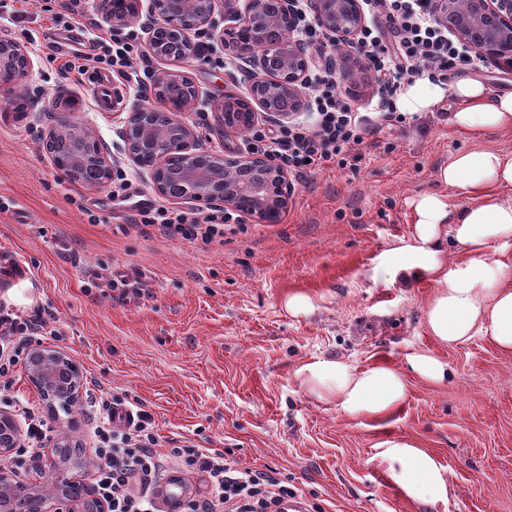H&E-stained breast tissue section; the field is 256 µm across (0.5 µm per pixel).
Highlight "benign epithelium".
Returning <instances> with one entry per match:
<instances>
[{
    "label": "benign epithelium",
    "instance_id": "obj_1",
    "mask_svg": "<svg viewBox=\"0 0 512 512\" xmlns=\"http://www.w3.org/2000/svg\"><path fill=\"white\" fill-rule=\"evenodd\" d=\"M295 0H126V12L107 8L104 19L120 27L127 16L146 14L151 52L165 61H180L192 54L195 33L212 30L216 17L237 26L257 17L265 19L264 31L255 40L236 41L234 55L250 64L249 96L228 94L217 103V121L224 126V110L243 103L250 125L273 120L283 123L304 103L308 59L303 44L294 38L298 15ZM434 0L436 20L484 58L512 60V0ZM315 23L333 39L351 42L365 26L359 0H308ZM189 16L184 26L171 25V13ZM33 70L26 46L0 38V90H10ZM124 151L134 165L145 170L154 191L175 201L222 203L239 208L258 220L288 209L292 182L288 172L271 159L247 152L217 154L197 148L194 128L174 118L173 113L136 106L122 118ZM64 146L76 154L65 172L90 187H99L112 177L111 163L90 128L76 123L70 114L59 116L49 131L47 150ZM26 371L32 385L52 415L69 410L80 398L82 376L71 355L55 346L39 344L29 352ZM21 442L15 417L0 410V459H7ZM83 444L66 436L37 457L32 480L15 479L7 466H0V505L17 500L35 501L38 512H106V505L86 482L73 480L69 471L79 466L73 449Z\"/></svg>",
    "mask_w": 512,
    "mask_h": 512
}]
</instances>
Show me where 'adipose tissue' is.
Masks as SVG:
<instances>
[{
	"label": "adipose tissue",
	"mask_w": 512,
	"mask_h": 512,
	"mask_svg": "<svg viewBox=\"0 0 512 512\" xmlns=\"http://www.w3.org/2000/svg\"><path fill=\"white\" fill-rule=\"evenodd\" d=\"M449 96L457 131L512 133V91L489 95L470 75L449 85L416 80L403 86L394 104L402 113L430 112ZM437 179L439 190L412 199L413 232L384 252L380 271L391 283L433 284L425 326L438 343L480 336L512 354V153L491 146L458 152ZM451 188L467 195L464 208L450 205ZM447 239L453 252L442 247ZM454 252L459 261H451ZM301 374L312 394L351 418L382 415L407 395L401 373L384 365L359 373L345 362L321 359L305 364ZM377 459L408 499L433 507L447 503L450 472L427 450L388 441Z\"/></svg>",
	"instance_id": "ef3b65f1"
}]
</instances>
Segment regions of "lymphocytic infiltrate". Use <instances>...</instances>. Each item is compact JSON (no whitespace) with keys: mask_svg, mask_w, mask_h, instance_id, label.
<instances>
[{"mask_svg":"<svg viewBox=\"0 0 512 512\" xmlns=\"http://www.w3.org/2000/svg\"><path fill=\"white\" fill-rule=\"evenodd\" d=\"M370 18L355 42L346 44L345 54L369 72L375 94L360 103L344 93L332 70L315 72L310 78L312 92L305 118L289 122L278 131L256 126L249 133L250 150L270 157L287 170L289 176L302 178L331 166L357 169L363 156L360 147L366 132L385 126H405L407 117L394 107L402 84L427 77L444 80L462 66L480 67L478 52L453 39L431 11V0H361ZM112 48L97 55L87 49L62 47L52 40L46 43L51 59H64L66 73L85 75L91 64L105 63L111 73L135 83L146 92L147 67L143 52L126 35L110 32ZM133 222L159 225L168 236L204 244L223 237L224 228L240 221L230 209L208 212L181 210L161 202L136 203ZM43 324L19 317L0 306V378L18 366L32 339ZM124 400L113 398L104 405L95 429L92 450V483L107 512H164L154 488L172 467L203 477L206 494L192 512H279L284 501L297 491L273 473L239 467L222 452H207L189 445L161 453L156 449L158 436L154 417L144 407L120 416Z\"/></svg>","mask_w":512,"mask_h":512,"instance_id":"f902f5d3","label":"lymphocytic infiltrate"}]
</instances>
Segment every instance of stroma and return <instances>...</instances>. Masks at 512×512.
Instances as JSON below:
<instances>
[{
	"label": "stroma",
	"instance_id": "35a3bbf8",
	"mask_svg": "<svg viewBox=\"0 0 512 512\" xmlns=\"http://www.w3.org/2000/svg\"><path fill=\"white\" fill-rule=\"evenodd\" d=\"M69 22L61 0H26L19 13L0 0V36L22 42L34 61L0 93V255L29 274L0 281V303L45 319L44 343L83 373L59 431L92 443L94 405L116 395L146 404L160 448L216 450L276 472L321 512H433L375 459L378 445L405 439L449 468L447 512H512V354L480 337L436 344L424 325L432 283L404 288L376 273L382 253L412 230L409 199L439 190V168L460 151L512 152V133H454L447 100L407 129L366 134L358 171L334 166L296 182L277 223L248 216L208 245L170 238L108 208L111 185L69 178L46 150L68 110L96 132L131 194L156 196L123 151L119 115L98 111L91 87L64 79L42 51ZM307 53L312 66H333L342 91L373 94L358 64L326 47ZM175 68L201 91L184 115L200 149L244 151L245 134L219 131L212 102L247 94V64L215 39ZM120 272L131 294L112 288ZM295 294L310 296L314 311L289 313ZM415 352L447 362V380L410 372ZM316 358L358 372L393 366L407 397L392 412L351 419L301 385L299 368Z\"/></svg>",
	"mask_w": 512,
	"mask_h": 512
}]
</instances>
